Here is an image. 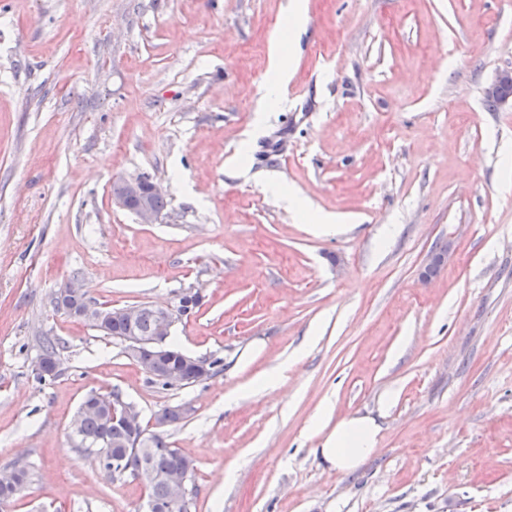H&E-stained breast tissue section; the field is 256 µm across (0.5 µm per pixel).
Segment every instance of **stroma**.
<instances>
[{
    "label": "stroma",
    "instance_id": "35a3bbf8",
    "mask_svg": "<svg viewBox=\"0 0 512 512\" xmlns=\"http://www.w3.org/2000/svg\"><path fill=\"white\" fill-rule=\"evenodd\" d=\"M289 2L0 0V467L33 471L10 512H140L143 484L70 445L92 391L152 431L191 407L161 428L195 462L191 512H512V106L485 101L512 0H306L273 95ZM137 173L165 191L158 223L112 202ZM274 182L345 229L315 234ZM74 274L116 308L201 290L171 341L223 372L152 382L54 310ZM45 336L62 373L42 382ZM390 389L376 454L330 469L322 402L373 415ZM293 71V56L291 52L284 49L282 33L278 31L272 39L270 46V69L271 89L277 92L281 86L288 83Z\"/></svg>",
    "mask_w": 512,
    "mask_h": 512
}]
</instances>
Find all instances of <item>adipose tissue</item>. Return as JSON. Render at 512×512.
Masks as SVG:
<instances>
[{
	"label": "adipose tissue",
	"mask_w": 512,
	"mask_h": 512,
	"mask_svg": "<svg viewBox=\"0 0 512 512\" xmlns=\"http://www.w3.org/2000/svg\"><path fill=\"white\" fill-rule=\"evenodd\" d=\"M323 437L317 453L330 468L345 474L357 470L377 451L381 426L370 415H352L334 419L331 401H324L311 423Z\"/></svg>",
	"instance_id": "ef3b65f1"
}]
</instances>
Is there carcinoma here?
<instances>
[{
  "instance_id": "carcinoma-1",
  "label": "carcinoma",
  "mask_w": 512,
  "mask_h": 512,
  "mask_svg": "<svg viewBox=\"0 0 512 512\" xmlns=\"http://www.w3.org/2000/svg\"><path fill=\"white\" fill-rule=\"evenodd\" d=\"M109 316L106 335L121 339L125 336H141L150 339L156 334L155 312L143 307L135 323H130L127 308H107ZM41 356L48 362L61 361L60 341L57 338L46 337L41 342ZM136 363L142 370L148 371L157 366L163 371L176 370L188 380H196V368L187 363L182 357V351L170 347V354L163 360H158L153 345L146 343L140 347ZM112 395L97 396L90 394L81 403L78 414L79 432L87 439L102 442L103 447L95 449L100 457L102 466L107 473H112V460H117V467L129 472L133 477L144 472L148 481L145 487L147 498L152 500L158 512H191V499L185 497L178 507H173V489L169 482L170 470L178 465L183 470L194 472V460L184 454L175 455V448L162 431L147 432V439L140 448H127V427L121 422L112 421L108 404ZM12 476L13 484L24 486L31 477L30 471L17 463L0 468V474Z\"/></svg>"
}]
</instances>
